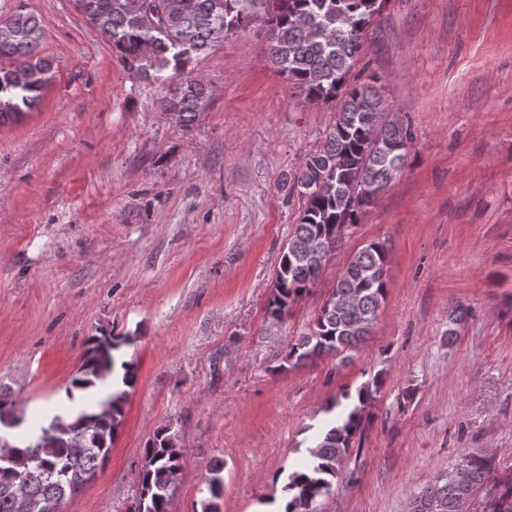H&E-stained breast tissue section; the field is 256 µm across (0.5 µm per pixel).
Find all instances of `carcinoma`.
Instances as JSON below:
<instances>
[{
  "label": "carcinoma",
  "instance_id": "1",
  "mask_svg": "<svg viewBox=\"0 0 512 512\" xmlns=\"http://www.w3.org/2000/svg\"><path fill=\"white\" fill-rule=\"evenodd\" d=\"M86 20L102 30L124 66L145 76L170 66L173 74L164 111L187 127L201 112L205 88L185 76L191 58L248 27L263 13L269 27L270 64L310 103L336 104L335 120L321 148L302 159L292 188L302 199L299 222L276 272L268 311L288 315L291 304L320 276L314 248L328 238L341 244L360 223L368 195L384 193L408 159L410 126L388 119L387 107L369 83L349 76L364 51L367 31L385 0H73ZM43 38L39 19L18 9L0 20V123L33 109L45 89L52 63L37 54ZM386 254L371 242L341 271L311 332L290 345L288 359L301 362L357 348L371 334L386 296ZM135 341L103 332L88 341L78 374L65 388L79 407L76 417L54 416L55 430L31 436L24 446L0 447V512H20L21 501L57 509L80 492L104 463L120 426L127 389L136 381L135 364L116 362L113 351ZM97 391L94 407L80 397ZM372 398L370 386L345 390L325 408L328 421L307 447L308 457L287 476L288 499L281 512H315L318 499L349 455ZM183 466L177 436L163 429L144 452L134 512H168L171 489ZM224 462L205 466V498L200 512H219ZM496 492L490 512H512V472L493 475L492 460L465 452L435 476L412 501L410 512H458L462 499L489 481Z\"/></svg>",
  "mask_w": 512,
  "mask_h": 512
}]
</instances>
